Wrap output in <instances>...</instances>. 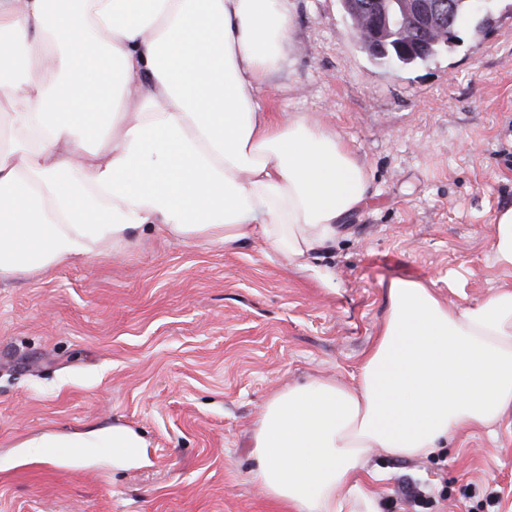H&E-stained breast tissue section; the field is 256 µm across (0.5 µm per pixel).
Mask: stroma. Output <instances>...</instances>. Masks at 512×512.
<instances>
[{"mask_svg": "<svg viewBox=\"0 0 512 512\" xmlns=\"http://www.w3.org/2000/svg\"><path fill=\"white\" fill-rule=\"evenodd\" d=\"M275 110L336 128L370 175L321 264L336 286L259 242L143 235L121 253L0 280V512H284L251 479L253 431L277 391L350 382L387 313L386 284L431 279L452 305L506 274L490 249L512 206V0L456 30L427 64L373 63L341 0H292ZM122 425L148 443L115 466L26 443ZM383 512H512V432L453 436L421 460L372 453ZM496 498L488 507V498Z\"/></svg>", "mask_w": 512, "mask_h": 512, "instance_id": "obj_1", "label": "stroma"}]
</instances>
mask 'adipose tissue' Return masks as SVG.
<instances>
[{
  "instance_id": "adipose-tissue-1",
  "label": "adipose tissue",
  "mask_w": 512,
  "mask_h": 512,
  "mask_svg": "<svg viewBox=\"0 0 512 512\" xmlns=\"http://www.w3.org/2000/svg\"><path fill=\"white\" fill-rule=\"evenodd\" d=\"M290 0H0V278L45 273L153 232L261 240L324 288L317 264L369 174L329 124L272 111ZM351 383L266 403L252 478L290 512H381L379 450L428 458L461 431L512 429V284L466 306L394 279ZM82 447L137 460L115 425Z\"/></svg>"
}]
</instances>
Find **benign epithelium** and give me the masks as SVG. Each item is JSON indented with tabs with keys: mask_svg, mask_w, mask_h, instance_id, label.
I'll return each mask as SVG.
<instances>
[{
	"mask_svg": "<svg viewBox=\"0 0 512 512\" xmlns=\"http://www.w3.org/2000/svg\"><path fill=\"white\" fill-rule=\"evenodd\" d=\"M345 11L349 12L354 30V38L363 52H379L384 43L392 37L387 9L384 0H370L367 4H353L351 0H341ZM403 11L398 21V37L403 46L413 51V36H430L438 40L448 38L457 25L454 0H400Z\"/></svg>",
	"mask_w": 512,
	"mask_h": 512,
	"instance_id": "1",
	"label": "benign epithelium"
}]
</instances>
